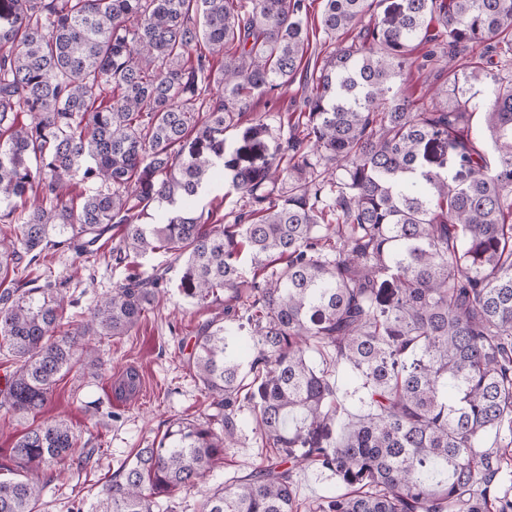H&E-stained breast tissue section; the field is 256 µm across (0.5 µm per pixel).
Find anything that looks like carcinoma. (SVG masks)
<instances>
[{
	"instance_id": "cac0c4a2",
	"label": "carcinoma",
	"mask_w": 512,
	"mask_h": 512,
	"mask_svg": "<svg viewBox=\"0 0 512 512\" xmlns=\"http://www.w3.org/2000/svg\"><path fill=\"white\" fill-rule=\"evenodd\" d=\"M323 2L315 28L353 38L305 73L284 167L263 117L224 131L305 66L304 0H0V406L42 409L95 355L82 336L128 335L163 292L165 273L130 274L72 332L66 289L10 277L24 260L88 263L117 227L115 265L170 253L185 297L227 294L189 360L209 413L137 449L89 512H175L244 411L271 454L201 512H512V449H483L512 430V77L485 67L512 66V0H400L374 22V0ZM421 45L444 74L429 108L396 89ZM226 182L250 205L227 223L198 209ZM139 388L126 370L118 392ZM77 452L63 420L24 433L0 512H40ZM308 469L336 477L312 503Z\"/></svg>"
}]
</instances>
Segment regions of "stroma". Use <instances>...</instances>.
I'll use <instances>...</instances> for the list:
<instances>
[{"label":"stroma","mask_w":512,"mask_h":512,"mask_svg":"<svg viewBox=\"0 0 512 512\" xmlns=\"http://www.w3.org/2000/svg\"><path fill=\"white\" fill-rule=\"evenodd\" d=\"M303 86L294 82L280 90L274 101L254 98L250 114L240 126L227 129V142H235L252 116H264L280 140L289 137L288 115L301 111ZM115 237H107L104 252L95 265L77 259L74 253L49 254L41 265L16 272L17 279L64 281L72 302L64 324L73 329L85 324L97 300L109 294L127 274L113 266L109 257ZM165 270L167 293L148 311L137 329L119 337H93L100 365H75L62 372L46 406L40 411L19 414L0 407V463L11 453L19 438L30 428L55 419L66 420L79 443L89 450L85 460L48 471L43 499L48 512H70L74 503H91L99 496L113 472L129 461L136 449L160 437L170 421L197 418L207 403L192 378L188 364L194 334L199 324L224 315V298L205 306L183 300L178 293L181 265L173 255L158 252L140 259L136 272L144 278ZM135 368L142 381L139 395L116 394L115 384L127 368ZM265 455L250 427H243L237 447L209 475L204 486L178 493L177 512H200L209 489L249 474Z\"/></svg>","instance_id":"35a3bbf8"}]
</instances>
